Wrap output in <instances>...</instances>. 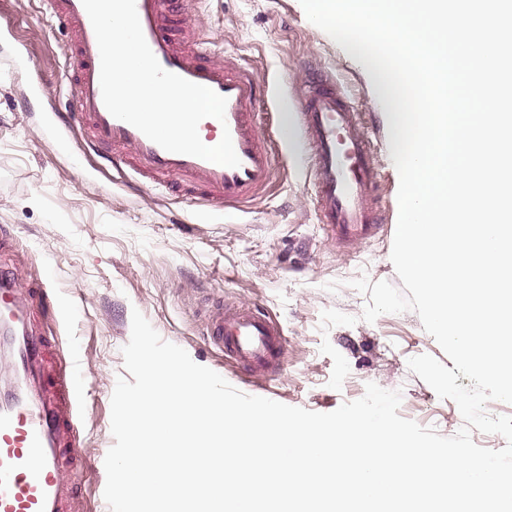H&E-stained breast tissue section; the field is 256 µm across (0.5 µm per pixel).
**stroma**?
<instances>
[{"mask_svg": "<svg viewBox=\"0 0 512 512\" xmlns=\"http://www.w3.org/2000/svg\"><path fill=\"white\" fill-rule=\"evenodd\" d=\"M180 14L205 31L211 52L239 59L268 84L260 130L280 168L266 195L246 206L176 198L87 153L81 132L60 118L73 104L67 24L44 0H0V261L21 287L52 289L45 333L57 338L73 385L88 393L78 415L88 463L75 485L86 512H110L103 493L111 396L126 373L121 349L136 310L162 339L246 394L327 413L373 382L401 391V417L443 436L464 424L455 402L408 367L423 354L453 365L419 316L366 322L367 298L349 285L363 275L401 283L390 259L399 175L387 116L360 68L308 20L300 0H183ZM310 65L361 113L377 162L388 231L350 252L315 218L304 138L279 139ZM220 300L260 307L280 323L285 348L275 376L255 377L212 344L208 311Z\"/></svg>", "mask_w": 512, "mask_h": 512, "instance_id": "stroma-1", "label": "stroma"}]
</instances>
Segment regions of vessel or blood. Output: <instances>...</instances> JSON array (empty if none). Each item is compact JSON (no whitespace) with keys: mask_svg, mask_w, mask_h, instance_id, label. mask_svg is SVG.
I'll use <instances>...</instances> for the list:
<instances>
[{"mask_svg":"<svg viewBox=\"0 0 512 512\" xmlns=\"http://www.w3.org/2000/svg\"><path fill=\"white\" fill-rule=\"evenodd\" d=\"M46 3L73 35L66 51L77 61L68 77L74 89L70 117L90 150L139 181L175 179L186 195L206 205L238 207L266 193L275 155L255 122L265 83L234 58L215 59L196 25L173 30L166 20L172 0H136L145 39L165 70L226 98L224 120L204 119L198 132L216 142L230 134L239 166L166 151L113 117L103 103L98 44L82 0ZM295 120L312 150L314 207L330 239L348 248L376 237L384 228L375 207L378 170L357 109L334 83L314 78ZM32 295L0 264V350L10 372L8 385L0 388V512H76L71 477L81 462L74 428L80 397L55 374V339L35 330ZM209 332L215 346L254 373L278 371L284 332L262 311L224 304L211 313Z\"/></svg>","mask_w":512,"mask_h":512,"instance_id":"b4317fda","label":"vessel or blood"}]
</instances>
